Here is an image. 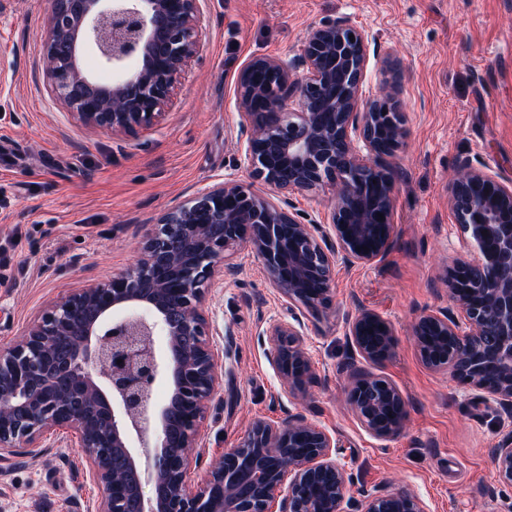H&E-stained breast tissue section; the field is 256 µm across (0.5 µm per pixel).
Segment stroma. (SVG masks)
<instances>
[{
    "instance_id": "1",
    "label": "stroma",
    "mask_w": 512,
    "mask_h": 512,
    "mask_svg": "<svg viewBox=\"0 0 512 512\" xmlns=\"http://www.w3.org/2000/svg\"><path fill=\"white\" fill-rule=\"evenodd\" d=\"M48 0H0V350L49 302L132 267L150 224L195 192L244 176L236 79L255 56L295 55L309 30L347 15L369 32L365 99L388 86L408 147L380 163L394 176L395 240L380 260L337 266L332 301L311 311L271 288L244 248L207 307L234 354L206 422L203 452L220 457L254 421L302 413L336 438L348 494L415 491L429 512H512L492 463L512 432L498 401L420 361L412 323L453 308L444 282L459 258L448 181L467 159L512 180V0H200V50L154 125L125 136L89 129L54 100L43 69ZM369 309L395 330L390 358L359 357L348 321ZM299 319L313 378L305 389L272 369L265 336ZM375 375L405 398L409 422L380 440L346 401ZM97 489L72 437L0 462V512H95Z\"/></svg>"
}]
</instances>
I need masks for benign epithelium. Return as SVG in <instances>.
I'll return each instance as SVG.
<instances>
[{"label": "benign epithelium", "instance_id": "benign-epithelium-1", "mask_svg": "<svg viewBox=\"0 0 512 512\" xmlns=\"http://www.w3.org/2000/svg\"><path fill=\"white\" fill-rule=\"evenodd\" d=\"M198 13L199 0H50L43 64L56 99L89 128L133 135L153 125L199 51ZM368 42L341 17L312 28L292 59L243 65L236 98L248 179L227 177L168 210L135 266L48 303L0 351L1 459L34 454L65 430L100 492L97 512H268L273 503L277 512H341L351 474L336 441L301 414L254 422L219 459L197 452L219 360L231 356L214 339L205 303L224 279L226 254L242 247L262 260L283 298L311 309L329 304L337 263H370L391 249L393 179L375 160L407 146L405 115L385 89L360 108ZM85 50L122 76L100 82L81 65ZM131 61L138 65L129 71ZM324 186L335 191L327 232L289 210L290 196ZM448 202L473 258L446 273L458 313L419 316L414 342L427 368L451 371L512 415V181L463 161ZM348 335L368 361L391 355L393 326L376 313L356 316ZM61 336L70 342L59 358ZM266 336L277 374L308 382L300 330L279 320ZM162 376L170 390L157 414L152 391ZM349 401L377 439L405 427L406 401L381 377L357 379ZM134 441L154 452L139 455ZM492 462L512 485V437ZM193 466L202 470L195 483ZM352 512L427 508L402 490L366 495Z\"/></svg>", "mask_w": 512, "mask_h": 512}]
</instances>
